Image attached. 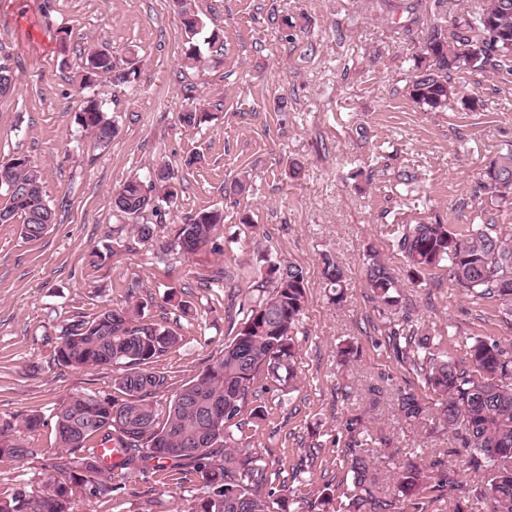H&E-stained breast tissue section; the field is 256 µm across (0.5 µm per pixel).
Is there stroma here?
<instances>
[{
  "label": "stroma",
  "instance_id": "35a3bbf8",
  "mask_svg": "<svg viewBox=\"0 0 512 512\" xmlns=\"http://www.w3.org/2000/svg\"><path fill=\"white\" fill-rule=\"evenodd\" d=\"M471 4L418 0L422 23L404 33L402 12L389 0H0V62L16 73L14 90L0 96V161L28 156L55 212L37 242L23 240L18 225L0 224V421L30 414L44 421L28 461L0 463V493L45 490L57 451L55 413L71 395L114 393L118 367L54 363L63 323L145 302L146 317L180 337L155 368L182 386L221 356L268 252L302 266L308 282L297 389L284 394L257 377L263 416H245L238 434L241 451L260 457L268 481L300 488L309 501L344 485L339 459L350 441L346 422L356 414L386 486L394 455L459 447L437 412L411 424L398 420L395 391H418L422 383L384 344L362 260L367 247L380 252L406 312L441 350L463 356L473 336L512 348V318L494 300L466 296L444 267L411 283L395 246L400 225L420 220L512 231V203L492 201L478 185L485 164L512 144V75L456 76L461 95L482 100L477 112H426L406 92L431 25L453 21ZM185 10L223 40L205 50L197 70L182 64ZM285 16L291 26L282 24ZM101 44L138 71L132 83L105 80L94 89L118 127L105 147L73 122L80 97L72 78ZM193 106L215 120L183 125L179 113ZM192 154L198 163L185 167ZM164 164L182 185L176 208L152 217L149 240L128 228L115 235L114 193ZM404 170L412 182L400 179ZM244 173L252 191L225 197ZM204 208L225 214L211 242L190 255L170 248L182 218ZM107 245L112 255L91 265L89 252ZM325 252L346 270L339 308L321 277ZM204 277L218 286L201 287ZM171 289L193 317L167 302ZM345 339L359 354L342 367L336 346ZM345 387L351 400L341 396ZM112 483L109 498L77 489L75 512H184L200 489L178 466L116 470Z\"/></svg>",
  "mask_w": 512,
  "mask_h": 512
}]
</instances>
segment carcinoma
<instances>
[{"instance_id":"carcinoma-1","label":"carcinoma","mask_w":512,"mask_h":512,"mask_svg":"<svg viewBox=\"0 0 512 512\" xmlns=\"http://www.w3.org/2000/svg\"><path fill=\"white\" fill-rule=\"evenodd\" d=\"M182 24L188 37L184 65L197 68L201 45L221 43V33L208 31L198 15L186 13ZM512 72V0H481L451 26H434L415 59L408 80L412 101L426 112H445L458 103L454 74ZM112 84L130 83L136 70L117 65L107 48L94 50L74 76L82 95L74 124L93 135L105 147L115 137V122L105 103L89 90L101 78ZM15 72L0 64V96L13 90ZM214 119L199 108L185 111L179 121L197 127ZM15 171V190L3 187L6 203L0 205V224L20 222V235L37 242L54 223L55 213L43 190L41 176L22 155L10 158ZM497 168L494 197L512 199V147L492 158L483 170L480 186ZM181 183L173 169L160 166L141 178L135 176L113 197L117 215L134 222L137 237L153 236L150 224L139 220L148 213L176 204ZM224 223V212L207 208L195 212L178 226L172 246L186 253L194 245L212 240L215 227ZM396 246L403 254L409 275L419 279L437 267L465 294L493 299L501 312L512 316V234L495 224H471L459 230L449 224H403ZM243 318L234 336L224 343L221 357L208 364L192 381L175 390L165 422L158 421L155 395L170 388L168 375L155 363L176 347L179 336L167 325L147 319L140 307L132 310L103 308L95 316H76L60 329L54 361L61 366L85 368L119 365L114 379L118 395L99 397L79 394L56 412L54 429L58 447L65 453L51 464L55 474L41 494L17 488L0 493V512H73L75 490L89 486L96 497H109L114 469L139 471L147 462L171 460L192 470L202 483V495L186 512H286L289 498L266 483L259 459L236 449L235 430L252 403L259 375L280 391L295 387L298 378L297 325L307 301V277L303 267L264 255ZM365 287L379 304L385 320L388 347L397 361L416 371L426 392L438 401L439 418L448 431L461 439L465 458L445 466L440 458L425 462L407 453L395 463L394 485L384 491L368 450L355 440L346 450L342 468L349 480L341 493L325 488L311 512H400V502L412 497L430 501L449 499V512H512V350L482 336L472 338L466 358L456 359L439 351L434 337L422 332L407 316L400 315L397 283L379 253L364 257ZM321 275L336 305L346 300L345 271L330 254L321 256ZM400 417L418 420L428 411L423 396L403 391L397 397ZM41 418L29 415L18 425L0 424V459L17 465L31 455L26 435L38 430ZM112 444L120 459L106 468L95 453L82 454L88 441ZM460 494H454V491Z\"/></svg>"}]
</instances>
